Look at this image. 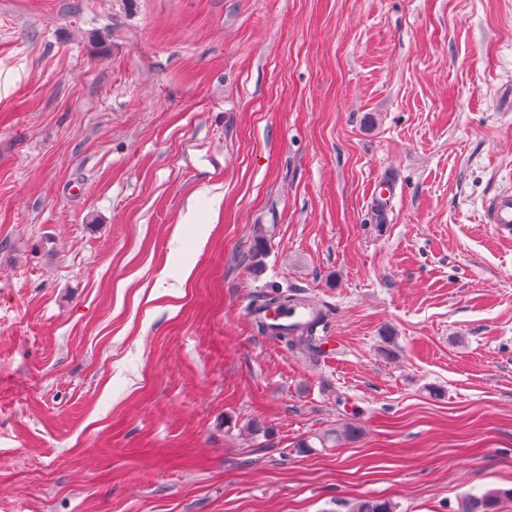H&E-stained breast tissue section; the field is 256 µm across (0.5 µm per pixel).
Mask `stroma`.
<instances>
[{
    "label": "stroma",
    "instance_id": "stroma-1",
    "mask_svg": "<svg viewBox=\"0 0 512 512\" xmlns=\"http://www.w3.org/2000/svg\"><path fill=\"white\" fill-rule=\"evenodd\" d=\"M499 193L512 0H0V512L512 489ZM279 287L317 358L253 332ZM485 224H493L499 236L512 237V194H499L489 200L484 211Z\"/></svg>",
    "mask_w": 512,
    "mask_h": 512
}]
</instances>
